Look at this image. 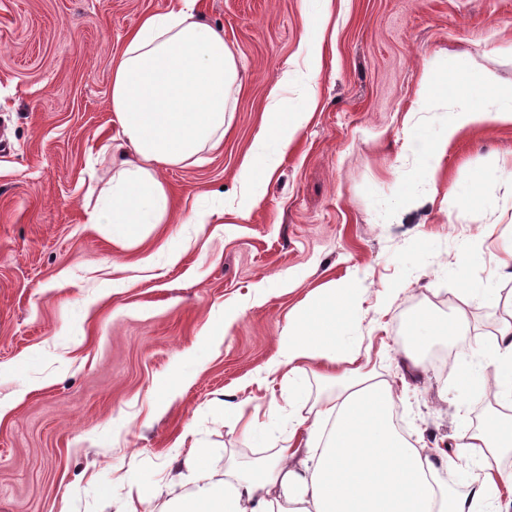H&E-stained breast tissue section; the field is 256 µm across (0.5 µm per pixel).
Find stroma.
<instances>
[{
  "mask_svg": "<svg viewBox=\"0 0 512 512\" xmlns=\"http://www.w3.org/2000/svg\"><path fill=\"white\" fill-rule=\"evenodd\" d=\"M172 6L0 0V512H117L126 477L151 495L138 512H162L191 449L217 480L270 453L329 392L315 365L289 374L281 338L310 292L336 284L359 290L347 349L393 384L404 433L442 447L491 404L429 361L403 380L400 351L427 309L463 307L472 341L495 330L497 304L462 288L512 289L490 278L512 242V180L468 207L447 193L512 155V124L459 135L425 187L408 139L441 129L442 109L415 104L430 61L465 49L473 77L512 82V0H332L324 15L318 0H197L237 60L231 124L218 148L158 167L171 219L129 245L87 222L120 137L112 65ZM310 10L317 109L268 185L243 188L271 100L293 111L308 95L279 80L303 64ZM196 209L209 223H189ZM251 417L264 428L248 435Z\"/></svg>",
  "mask_w": 512,
  "mask_h": 512,
  "instance_id": "35a3bbf8",
  "label": "stroma"
}]
</instances>
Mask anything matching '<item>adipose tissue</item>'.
Masks as SVG:
<instances>
[{
	"mask_svg": "<svg viewBox=\"0 0 512 512\" xmlns=\"http://www.w3.org/2000/svg\"><path fill=\"white\" fill-rule=\"evenodd\" d=\"M197 0H179L162 14L145 17L129 35L112 68L109 110L123 141L110 155L112 182L104 200L88 215L92 224L111 225L125 243L140 240L145 227L163 223L168 190L160 166H177L224 137L238 81L234 53L224 34L204 23ZM470 54L455 53L448 69L428 64L420 76L422 104L458 99L436 135L417 134L415 179L435 181L448 146L462 132L512 123V83L487 74L482 85L459 78ZM316 100L301 112L272 101L263 132L241 166L247 185L267 184L274 161L265 152L273 142L286 154L307 123ZM359 308L348 283L311 294L283 336L289 372L319 363V376L335 388L325 397L305 433L291 431L272 458L225 472L213 480L203 450H196L190 491L171 500L168 512H512V313L502 318L491 342L478 353L494 367L496 410L460 432L456 453L472 462L453 487L444 480L448 454L419 446L393 423L395 392L350 355L345 332ZM468 316L455 309L445 318H418L404 348L411 370L422 367L421 349L437 337L465 333Z\"/></svg>",
	"mask_w": 512,
	"mask_h": 512,
	"instance_id": "obj_1",
	"label": "adipose tissue"
}]
</instances>
